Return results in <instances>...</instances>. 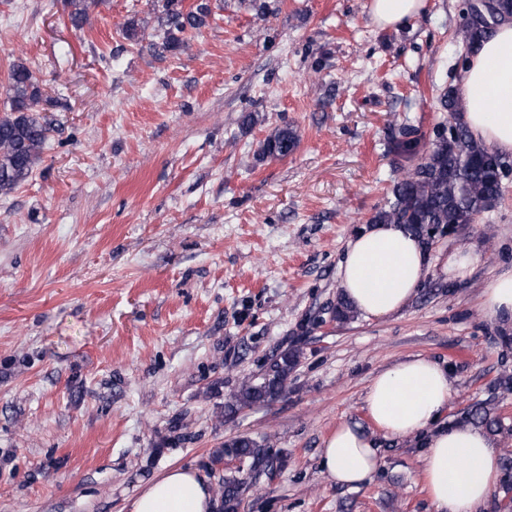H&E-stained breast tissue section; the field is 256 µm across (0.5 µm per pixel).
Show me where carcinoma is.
<instances>
[{"label": "carcinoma", "mask_w": 512, "mask_h": 512, "mask_svg": "<svg viewBox=\"0 0 512 512\" xmlns=\"http://www.w3.org/2000/svg\"><path fill=\"white\" fill-rule=\"evenodd\" d=\"M104 0H65L71 27L81 30L91 13ZM224 8V0H154L152 11L158 26L147 33L149 21L133 17L123 26L126 40L140 43L149 37L156 51L176 53L186 44L187 36L201 31L215 18V10ZM488 31L466 24L461 39L479 44ZM6 108L0 112V193L8 194L26 181L41 162L51 124L43 115L47 97L33 69L24 60L10 65L6 85ZM440 106L448 113L449 123L442 124L447 135L436 133L435 140L421 161L405 172L394 184L392 198L370 218L372 224H405L425 244L431 229L440 225L465 226L493 206L501 195L502 173L506 161L498 153L477 141L462 119L455 92L445 91ZM295 130L288 126L272 131L262 145V157L283 158L298 146ZM299 353L285 351L278 355L260 376L239 386L224 403V412L276 400L285 394L288 378L297 366ZM465 421L480 424L490 431L497 421L484 406L467 412ZM283 462L272 449L242 435L224 442L210 456L208 468L220 472V500L217 512H238L243 493L265 476L272 479Z\"/></svg>", "instance_id": "cac0c4a2"}]
</instances>
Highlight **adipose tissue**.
<instances>
[{"instance_id":"1","label":"adipose tissue","mask_w":512,"mask_h":512,"mask_svg":"<svg viewBox=\"0 0 512 512\" xmlns=\"http://www.w3.org/2000/svg\"><path fill=\"white\" fill-rule=\"evenodd\" d=\"M462 116L475 139L502 155L512 154V21L497 25L462 69L457 81ZM431 259L402 224H375L350 240L339 265L343 294L365 318L399 311L421 286ZM452 396L448 371L410 357L376 375L364 407L388 437L413 438L424 448L423 474L435 512H479L497 483L498 447L482 430L444 424ZM322 463L334 483L357 488L375 474L373 440L341 425L324 443ZM214 493L196 470L174 468L129 500L127 512H214Z\"/></svg>"}]
</instances>
